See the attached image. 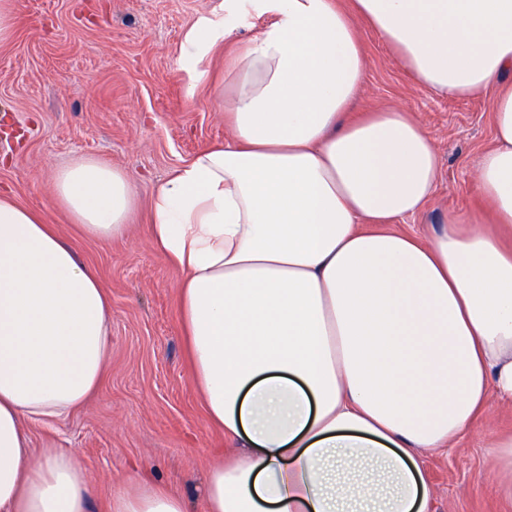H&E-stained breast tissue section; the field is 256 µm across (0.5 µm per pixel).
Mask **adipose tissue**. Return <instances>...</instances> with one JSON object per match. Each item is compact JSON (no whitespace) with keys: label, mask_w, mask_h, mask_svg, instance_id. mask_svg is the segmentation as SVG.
Returning a JSON list of instances; mask_svg holds the SVG:
<instances>
[{"label":"adipose tissue","mask_w":512,"mask_h":512,"mask_svg":"<svg viewBox=\"0 0 512 512\" xmlns=\"http://www.w3.org/2000/svg\"><path fill=\"white\" fill-rule=\"evenodd\" d=\"M268 24L224 77L230 141L174 168L150 233L179 269L192 384L236 453L203 512H426L415 454L512 404V0H252ZM415 83L493 96L476 159L484 202L428 240L394 231L432 197L438 158L401 108L351 121L356 21ZM55 201L93 238L125 236L138 192L95 159ZM112 305L55 225L0 195V512H89L76 453H34L24 424L98 390ZM107 512H188L145 479Z\"/></svg>","instance_id":"obj_1"}]
</instances>
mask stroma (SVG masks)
Here are the masks:
<instances>
[{"label": "stroma", "instance_id": "1", "mask_svg": "<svg viewBox=\"0 0 512 512\" xmlns=\"http://www.w3.org/2000/svg\"><path fill=\"white\" fill-rule=\"evenodd\" d=\"M17 30L0 46V194L56 225L98 274L112 304L111 353L97 394L69 417L27 426L31 446L77 449L91 481L93 512L148 477L202 512L199 487L233 451L207 419L179 328L180 271L148 231L156 187L201 150L229 141L224 121L225 42L198 67L181 57L198 24L232 25L236 40L267 23L224 0H16ZM365 72L351 114L403 107L426 130L439 182L402 231L429 238L449 213L480 204L475 163L493 143L492 99L462 100L419 89L380 38L361 30ZM94 158L124 170L139 202L125 237L84 235L53 200V174ZM512 432V406L492 405L455 448L424 457L428 512H512L492 486L491 440Z\"/></svg>", "mask_w": 512, "mask_h": 512}]
</instances>
